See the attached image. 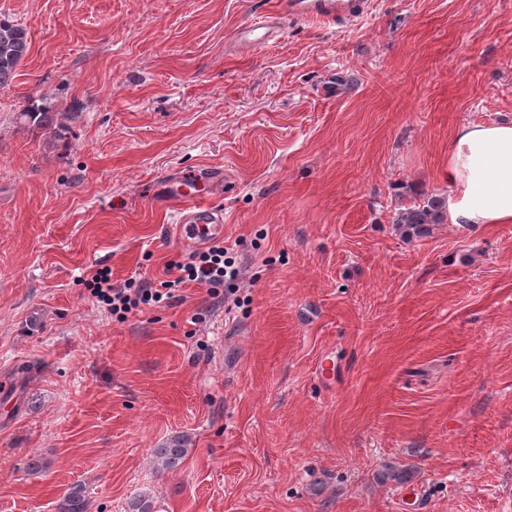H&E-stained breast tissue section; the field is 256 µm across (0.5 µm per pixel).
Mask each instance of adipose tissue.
Instances as JSON below:
<instances>
[{"label": "adipose tissue", "instance_id": "1", "mask_svg": "<svg viewBox=\"0 0 512 512\" xmlns=\"http://www.w3.org/2000/svg\"><path fill=\"white\" fill-rule=\"evenodd\" d=\"M448 221L512 224V123L458 127L448 148Z\"/></svg>", "mask_w": 512, "mask_h": 512}]
</instances>
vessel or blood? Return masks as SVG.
Returning a JSON list of instances; mask_svg holds the SVG:
<instances>
[{"mask_svg": "<svg viewBox=\"0 0 512 512\" xmlns=\"http://www.w3.org/2000/svg\"><path fill=\"white\" fill-rule=\"evenodd\" d=\"M365 3L366 0H275L269 13L237 31L235 39L242 45L261 46L274 38L285 19L301 18L333 24L363 16ZM183 203L188 216L179 227L181 239H188L194 229L202 226L213 234H222V217L201 199L187 197Z\"/></svg>", "mask_w": 512, "mask_h": 512, "instance_id": "obj_1", "label": "vessel or blood"}]
</instances>
